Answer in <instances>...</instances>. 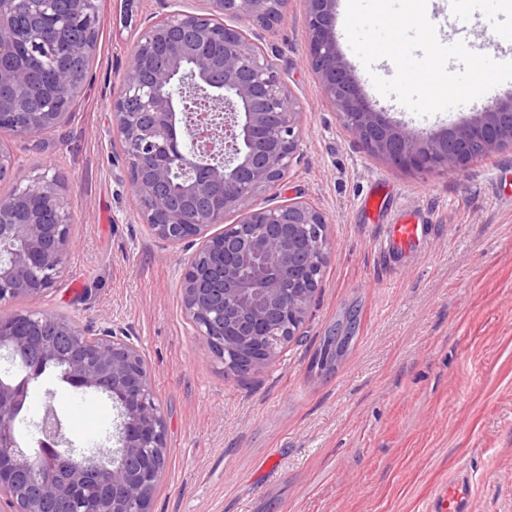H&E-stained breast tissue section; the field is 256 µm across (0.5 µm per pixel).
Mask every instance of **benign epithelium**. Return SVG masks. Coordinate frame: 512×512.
Instances as JSON below:
<instances>
[{
    "label": "benign epithelium",
    "instance_id": "benign-epithelium-1",
    "mask_svg": "<svg viewBox=\"0 0 512 512\" xmlns=\"http://www.w3.org/2000/svg\"><path fill=\"white\" fill-rule=\"evenodd\" d=\"M208 2L206 13L174 10L140 34L112 118L143 222L172 245L198 242L180 284L192 329L224 372L247 376L273 363L286 337L301 335L329 259L327 220L304 201L249 206L290 167L300 105L257 43L216 21L269 29L284 19L288 0ZM307 2L308 63L345 127L369 151L395 166L436 172L512 145V100L426 134L374 108L338 48L336 0ZM99 25L98 0H0V179L16 171L4 139L53 129L82 94L79 61L92 55ZM47 38L58 47L50 60L39 50ZM231 212L240 221L224 223ZM71 224L58 175L19 178L0 196L1 304L37 300L57 287ZM2 350L11 372L57 363L70 386L112 396L122 414L121 448L110 466L77 465L71 449L34 460L0 454V492L17 486L35 462L50 479L20 512H42L43 498L65 500L90 481L109 488L91 512H149L167 430L139 348L110 328L91 336L69 317L28 311L0 318ZM24 399L0 379V441L11 448ZM37 430L40 445L67 443L52 404Z\"/></svg>",
    "mask_w": 512,
    "mask_h": 512
}]
</instances>
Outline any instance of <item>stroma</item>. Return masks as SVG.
<instances>
[{
	"label": "stroma",
	"instance_id": "35a3bbf8",
	"mask_svg": "<svg viewBox=\"0 0 512 512\" xmlns=\"http://www.w3.org/2000/svg\"><path fill=\"white\" fill-rule=\"evenodd\" d=\"M170 0H99L93 79L58 128L12 139L20 176L60 174L72 242L58 288L36 301L0 305L65 315L91 332L126 336L143 353L167 424L168 457L150 512H424L454 472H477L473 512H512V147L441 172L396 167L372 154L325 99L307 60V0H288L284 20L261 43L301 106L299 147L279 186L256 208L290 199L325 215L329 261L303 342L269 367L224 373L185 317L180 274L191 243L173 247L143 224L112 122V101L142 30ZM512 0L457 11L435 0L441 43L464 41L498 62L495 44ZM339 49L377 109L418 132L458 125L512 99L499 85L448 116L420 117L381 95L373 76L394 63L359 65ZM386 186L388 210L368 220L362 202ZM413 211L427 236L384 259L393 212ZM357 308L355 338L327 375L311 363L325 331ZM73 448L113 447L117 411L74 414L79 390L32 384L18 435L33 439L45 390Z\"/></svg>",
	"mask_w": 512,
	"mask_h": 512
}]
</instances>
